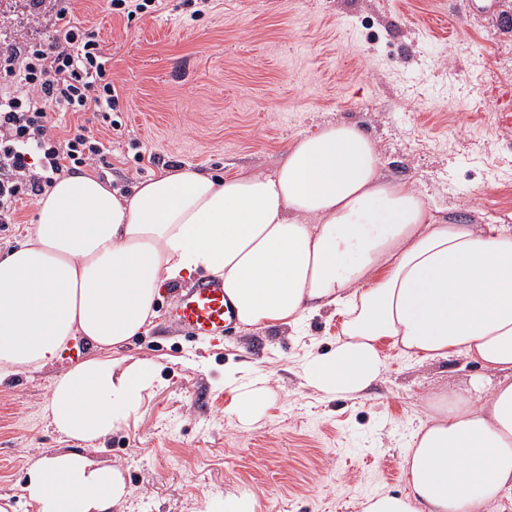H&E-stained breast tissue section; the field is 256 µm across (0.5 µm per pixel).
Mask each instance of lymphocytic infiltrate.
<instances>
[{"mask_svg":"<svg viewBox=\"0 0 512 512\" xmlns=\"http://www.w3.org/2000/svg\"><path fill=\"white\" fill-rule=\"evenodd\" d=\"M98 29L77 24L59 5L47 36L25 44L0 42V224L16 221V204L42 195L55 176L104 160L92 117L118 127L120 93ZM76 115L53 135L52 112Z\"/></svg>","mask_w":512,"mask_h":512,"instance_id":"obj_1","label":"lymphocytic infiltrate"}]
</instances>
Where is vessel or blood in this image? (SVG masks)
Returning a JSON list of instances; mask_svg holds the SVG:
<instances>
[{"label":"vessel or blood","instance_id":"1","mask_svg":"<svg viewBox=\"0 0 512 512\" xmlns=\"http://www.w3.org/2000/svg\"><path fill=\"white\" fill-rule=\"evenodd\" d=\"M169 316L191 336L221 337L229 333L236 322L222 281L212 278L179 289Z\"/></svg>","mask_w":512,"mask_h":512}]
</instances>
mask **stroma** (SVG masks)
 I'll use <instances>...</instances> for the list:
<instances>
[{
    "mask_svg": "<svg viewBox=\"0 0 512 512\" xmlns=\"http://www.w3.org/2000/svg\"><path fill=\"white\" fill-rule=\"evenodd\" d=\"M73 15L99 29L120 92V127L92 125L112 152L89 167L118 193L175 165L269 169L301 136L344 122L438 219L512 225V31L463 0H211L198 16L163 0L132 19L75 0ZM45 35L27 8L0 16V41ZM170 301L162 291L150 329L117 351L156 364L152 393L95 448L43 414L59 366L0 383V503L36 512L22 496L29 470L74 451L121 470L130 493L115 512H204L241 492L261 512H361L367 495L405 489L424 396L479 373L461 356L420 364L392 349L368 397L329 400L302 365L335 346L342 316L299 331L239 325L215 344L170 324ZM249 382L267 393L246 424L233 408Z\"/></svg>",
    "mask_w": 512,
    "mask_h": 512,
    "instance_id": "35a3bbf8",
    "label": "stroma"
}]
</instances>
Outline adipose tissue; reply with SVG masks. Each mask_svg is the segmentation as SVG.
Returning <instances> with one entry per match:
<instances>
[{
	"mask_svg": "<svg viewBox=\"0 0 512 512\" xmlns=\"http://www.w3.org/2000/svg\"><path fill=\"white\" fill-rule=\"evenodd\" d=\"M380 164L356 125L336 123L268 172L177 168L125 195L88 172L57 176L24 241L0 257V382L85 340L96 357L65 367L45 411L70 439L106 438L156 381L152 362L112 351L150 324L160 288L208 275L246 327L342 316L335 347L303 371L325 398L369 388L387 342L417 362L457 354L478 366L467 389L431 397L406 489L368 497L363 512H487L512 500V227L443 222ZM23 491L37 512H111L128 493L117 468L75 452L40 459Z\"/></svg>",
	"mask_w": 512,
	"mask_h": 512,
	"instance_id": "1",
	"label": "adipose tissue"
}]
</instances>
